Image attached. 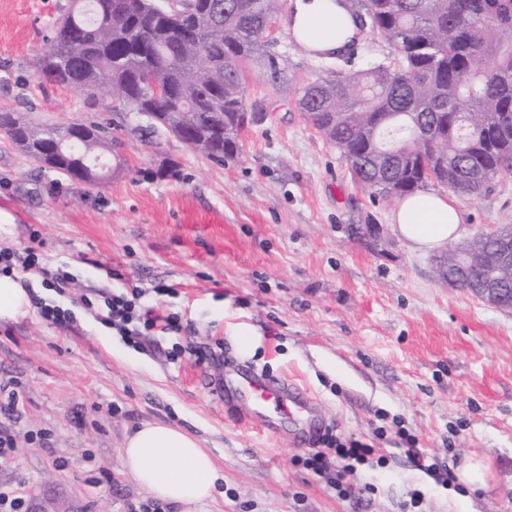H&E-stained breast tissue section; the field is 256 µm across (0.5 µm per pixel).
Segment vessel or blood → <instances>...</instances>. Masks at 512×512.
<instances>
[{
    "label": "vessel or blood",
    "instance_id": "b4317fda",
    "mask_svg": "<svg viewBox=\"0 0 512 512\" xmlns=\"http://www.w3.org/2000/svg\"><path fill=\"white\" fill-rule=\"evenodd\" d=\"M236 396L242 406L254 411L270 408L281 415H297L308 420L314 419L317 412L316 400L285 379L272 383L259 375H244Z\"/></svg>",
    "mask_w": 512,
    "mask_h": 512
}]
</instances>
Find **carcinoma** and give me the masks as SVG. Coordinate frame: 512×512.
I'll use <instances>...</instances> for the list:
<instances>
[{"label":"carcinoma","mask_w":512,"mask_h":512,"mask_svg":"<svg viewBox=\"0 0 512 512\" xmlns=\"http://www.w3.org/2000/svg\"><path fill=\"white\" fill-rule=\"evenodd\" d=\"M282 0H196L191 14L157 10L154 0H75L58 18L51 47L32 62L46 81L88 98L105 93L146 119L145 136L164 129L222 162L241 147L246 65L270 62V82L288 88V72L268 54L266 20ZM351 15L369 8L371 28L396 47L393 63L320 75L299 91L312 126L339 151L355 181L385 198H404L435 182L459 197L512 174V0H337ZM164 88L154 97L145 79ZM4 134L40 169L86 187L108 172L91 159L110 153L108 123L38 126L0 110ZM512 227L479 235L478 267L452 264L456 288L476 295L492 271L512 289V267L496 240Z\"/></svg>","instance_id":"1"}]
</instances>
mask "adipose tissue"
<instances>
[{"instance_id":"1","label":"adipose tissue","mask_w":512,"mask_h":512,"mask_svg":"<svg viewBox=\"0 0 512 512\" xmlns=\"http://www.w3.org/2000/svg\"><path fill=\"white\" fill-rule=\"evenodd\" d=\"M322 29L317 48L333 54L347 51L356 29L337 0H292L288 24L304 33L309 23ZM463 215L451 198L433 193L405 197L392 215L397 236L410 248H444L461 232ZM123 469L156 499L198 507L211 499L219 474L211 456L192 434L164 422L147 423L131 434L122 457Z\"/></svg>"}]
</instances>
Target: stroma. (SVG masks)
<instances>
[{
	"label": "stroma",
	"mask_w": 512,
	"mask_h": 512,
	"mask_svg": "<svg viewBox=\"0 0 512 512\" xmlns=\"http://www.w3.org/2000/svg\"><path fill=\"white\" fill-rule=\"evenodd\" d=\"M71 3L0 0V109L119 126L112 176L92 189L37 172L0 133V225L11 227L0 249L35 248L67 275L64 295L30 284L74 317L67 328L34 309L0 321V405L12 406L0 427L13 437L0 485L27 512H183L122 467L126 435L167 422L197 436L224 476L198 512H512V311L439 281L432 253L393 233L395 203L354 182L297 105V87L390 63L393 46L365 29L354 49L315 57L280 27L269 50L292 88L276 91L264 66L250 67L243 92L265 118L220 163L165 132L141 140L111 100L35 76ZM456 203L462 238L512 225V174ZM359 224L383 225L384 240ZM132 285L141 305L180 315L182 330L135 345L112 329L103 297ZM245 367L294 378L318 402L315 422L282 415L272 432L264 415L242 416L219 385ZM403 431L452 472L448 483L399 451ZM330 436L378 450L348 497L335 470L304 464ZM471 458L490 466L475 491L454 477Z\"/></svg>",
	"instance_id": "1"
}]
</instances>
